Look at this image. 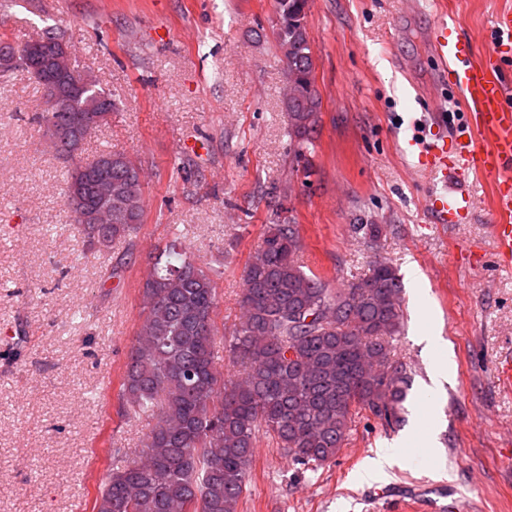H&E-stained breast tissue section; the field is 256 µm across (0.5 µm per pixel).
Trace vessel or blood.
Here are the masks:
<instances>
[{
	"label": "vessel or blood",
	"mask_w": 512,
	"mask_h": 512,
	"mask_svg": "<svg viewBox=\"0 0 512 512\" xmlns=\"http://www.w3.org/2000/svg\"><path fill=\"white\" fill-rule=\"evenodd\" d=\"M494 42L483 58L454 37L447 24L432 29L429 42L438 63V81L449 82L462 96L465 115L449 122L445 111L432 112L434 135L421 146L420 168L453 173L457 178L483 177L491 181L499 215L491 232L497 259L512 263V86L500 74L502 50L512 47V13L504 12L492 25ZM430 210L439 224H461L472 217L474 202L454 188L431 197Z\"/></svg>",
	"instance_id": "vessel-or-blood-1"
}]
</instances>
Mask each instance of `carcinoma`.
<instances>
[{"instance_id":"carcinoma-1","label":"carcinoma","mask_w":512,"mask_h":512,"mask_svg":"<svg viewBox=\"0 0 512 512\" xmlns=\"http://www.w3.org/2000/svg\"><path fill=\"white\" fill-rule=\"evenodd\" d=\"M277 4L290 89L283 103L289 136L303 157L321 108L306 29L309 0ZM44 37L40 85L58 96L39 122L51 136L67 127L82 137L92 121L83 107L105 91L92 84L72 94L82 74L55 73L50 59L58 35ZM105 178L112 180V223L81 227L98 248L129 236L144 214L142 169L123 152L74 164L67 189H76L92 212ZM300 249L297 225L268 226L244 270L243 316L228 349L240 373L227 378L216 367L212 279L173 247L155 257L121 392L125 416L150 422L142 452L112 468L93 512H238L259 429L298 464L318 467L336 459L359 411L398 421L409 379L392 362L391 342L403 323L397 269L378 258L335 290L306 273Z\"/></svg>"}]
</instances>
